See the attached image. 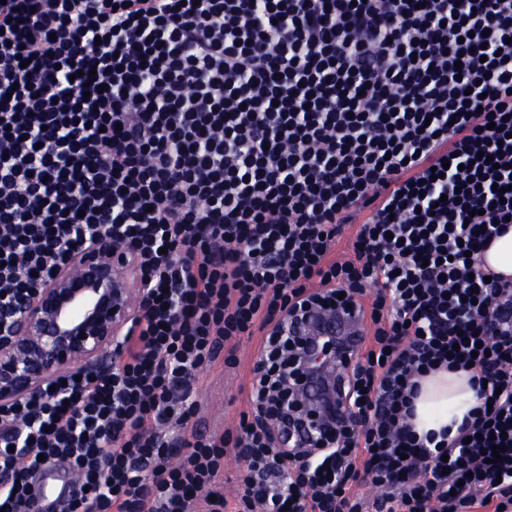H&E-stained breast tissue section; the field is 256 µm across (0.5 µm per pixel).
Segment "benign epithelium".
Masks as SVG:
<instances>
[{"mask_svg": "<svg viewBox=\"0 0 512 512\" xmlns=\"http://www.w3.org/2000/svg\"><path fill=\"white\" fill-rule=\"evenodd\" d=\"M129 247L112 243L107 225L89 245L75 250L67 266L0 311V403L39 392L63 371H103L112 362V342L138 311L141 296ZM290 401L303 403L306 366L289 361L281 370ZM309 438L324 432L321 412L302 415Z\"/></svg>", "mask_w": 512, "mask_h": 512, "instance_id": "benign-epithelium-1", "label": "benign epithelium"}]
</instances>
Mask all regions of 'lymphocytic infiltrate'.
Listing matches in <instances>:
<instances>
[{
    "label": "lymphocytic infiltrate",
    "mask_w": 512,
    "mask_h": 512,
    "mask_svg": "<svg viewBox=\"0 0 512 512\" xmlns=\"http://www.w3.org/2000/svg\"><path fill=\"white\" fill-rule=\"evenodd\" d=\"M103 223L146 311L108 371L0 405L5 512L58 462V512H512V281L483 264L512 229V0H0V303ZM326 304L371 331L334 340L308 441L273 374ZM245 335L238 426L200 430L199 373ZM459 369L478 406L417 435L420 377Z\"/></svg>",
    "instance_id": "f902f5d3"
}]
</instances>
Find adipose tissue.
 I'll use <instances>...</instances> for the list:
<instances>
[{"label":"adipose tissue","instance_id":"1","mask_svg":"<svg viewBox=\"0 0 512 512\" xmlns=\"http://www.w3.org/2000/svg\"><path fill=\"white\" fill-rule=\"evenodd\" d=\"M477 403L468 373L447 371L432 374L422 381L411 423L417 435L437 432L452 422L462 420Z\"/></svg>","mask_w":512,"mask_h":512}]
</instances>
